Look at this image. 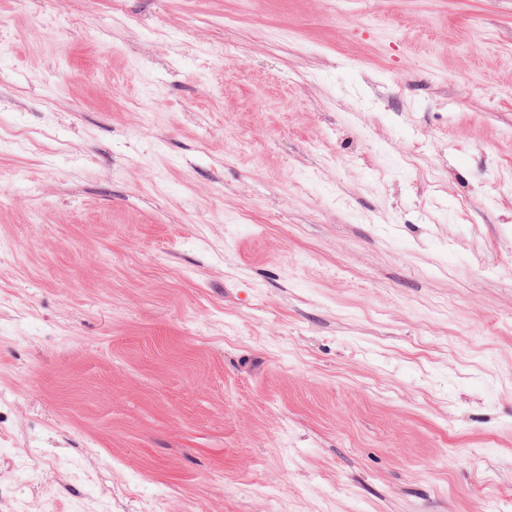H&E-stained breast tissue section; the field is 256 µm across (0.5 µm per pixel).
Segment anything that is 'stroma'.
<instances>
[{"label":"stroma","instance_id":"35a3bbf8","mask_svg":"<svg viewBox=\"0 0 512 512\" xmlns=\"http://www.w3.org/2000/svg\"><path fill=\"white\" fill-rule=\"evenodd\" d=\"M512 512V0H0V512Z\"/></svg>","mask_w":512,"mask_h":512}]
</instances>
